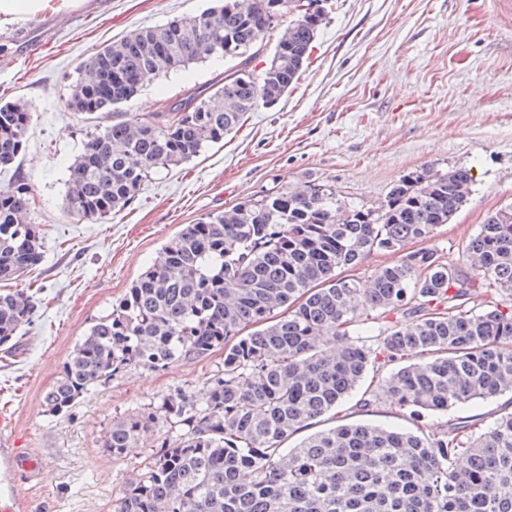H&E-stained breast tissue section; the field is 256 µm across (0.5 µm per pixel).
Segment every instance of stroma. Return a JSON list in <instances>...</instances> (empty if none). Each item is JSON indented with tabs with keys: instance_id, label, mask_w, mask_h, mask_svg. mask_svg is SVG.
<instances>
[{
	"instance_id": "stroma-1",
	"label": "stroma",
	"mask_w": 512,
	"mask_h": 512,
	"mask_svg": "<svg viewBox=\"0 0 512 512\" xmlns=\"http://www.w3.org/2000/svg\"><path fill=\"white\" fill-rule=\"evenodd\" d=\"M211 5L81 0L63 14L0 26V100L24 99L33 114L30 140L14 169L0 171V187L16 171L29 178L43 255L13 282L37 299L32 321L0 345V493L14 496L20 512H110L140 479L156 443L181 440L179 428L161 422L115 457L102 446L112 421L178 391L204 401L223 351L158 370L124 369L60 415L44 406L75 344L182 225L313 180L374 207L413 171L463 166L474 180L467 204L423 243L454 262L490 214L512 205V30L495 25L487 0H322L327 22L297 83L276 104H258L222 142L153 174L126 209L97 222L71 212V165L101 123L65 107L80 63L136 29ZM231 66L211 57L156 76L120 109L163 111L186 91L217 84ZM360 398L344 399L337 416L412 429L406 410H368ZM504 411H512L510 393L425 413L421 424L458 419L480 432ZM27 449L35 453L32 469H12L11 455Z\"/></svg>"
}]
</instances>
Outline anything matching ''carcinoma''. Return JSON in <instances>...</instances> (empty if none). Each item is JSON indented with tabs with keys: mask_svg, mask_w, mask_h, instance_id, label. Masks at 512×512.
<instances>
[{
	"mask_svg": "<svg viewBox=\"0 0 512 512\" xmlns=\"http://www.w3.org/2000/svg\"><path fill=\"white\" fill-rule=\"evenodd\" d=\"M220 2L139 28L81 63L65 106L107 120L72 166L71 211L97 220L123 210L153 172L220 142L299 79L325 20L314 0ZM276 30L272 59L256 74L253 49ZM227 39L238 47L236 71L212 95L194 90L165 112L112 111L157 75L224 56ZM30 126L23 101H0V167L21 153ZM472 185L467 168L426 167L364 208L310 181L183 225L76 343L44 397L47 411L61 414L127 367L224 350L204 403L178 392L107 428L102 447L115 456L162 418L183 439L180 448L156 445L112 512H512V412L479 433L464 421L425 432L345 423L284 447L356 390L371 365L392 370L363 392L362 406L385 396L416 422L424 411L512 392V207L487 217L454 265L404 250L448 223ZM31 200L21 175L0 188V283L42 259ZM383 250L402 254L369 284L337 274ZM35 309L33 295L0 288V345ZM378 310H400L406 322L384 328L377 347L322 346Z\"/></svg>",
	"mask_w": 512,
	"mask_h": 512,
	"instance_id": "obj_1",
	"label": "carcinoma"
}]
</instances>
